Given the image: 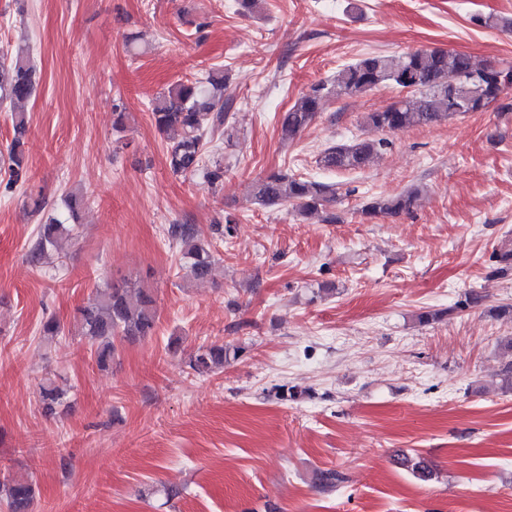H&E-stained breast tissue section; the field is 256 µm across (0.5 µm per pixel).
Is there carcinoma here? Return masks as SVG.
Listing matches in <instances>:
<instances>
[{"label":"carcinoma","mask_w":512,"mask_h":512,"mask_svg":"<svg viewBox=\"0 0 512 512\" xmlns=\"http://www.w3.org/2000/svg\"><path fill=\"white\" fill-rule=\"evenodd\" d=\"M391 83L418 94L416 99H402L380 112H369L365 123L388 133L428 126L465 112H479L499 100L512 86V65L485 61L474 62L456 50H416L400 58L383 53L367 55L336 72L332 84L323 82L310 87L300 99L279 117L282 138L292 140L324 109L327 98L358 97L374 88ZM208 88L198 83L178 82L151 103V114L157 130L169 140L166 163L179 176L195 175L203 168L207 136L224 126V71L215 70L207 78ZM38 85L37 71L29 49L19 47L0 54V101L14 105L28 101ZM14 139L7 146V184L23 185L27 171L20 151L27 132L28 117L22 110L11 113ZM391 146L386 138L341 143L326 149L319 165L330 170H362ZM419 189H410L392 196L371 199L361 209L368 216L410 213L419 198ZM336 185L316 179L274 172L253 183V197L265 207L284 206L300 216L314 214L335 202ZM68 233L61 222L52 220L43 225L32 249L39 259L60 238ZM171 237L181 244L180 261L196 282L211 278L215 261L211 244L201 239L191 224H172ZM83 334L96 345L94 356L99 366L112 362L113 339H144L153 335L158 308L152 289L142 285H112L97 291L87 305L79 309ZM229 352L224 346L200 348L190 358V367L198 373L211 372L224 366ZM65 393L52 381L40 388L43 411L49 416L58 413ZM418 479L433 476L432 464L421 457L403 459ZM343 482L336 470L315 474V484L323 492L335 490ZM9 512H30L34 489L27 480L12 479L0 484Z\"/></svg>","instance_id":"1"}]
</instances>
